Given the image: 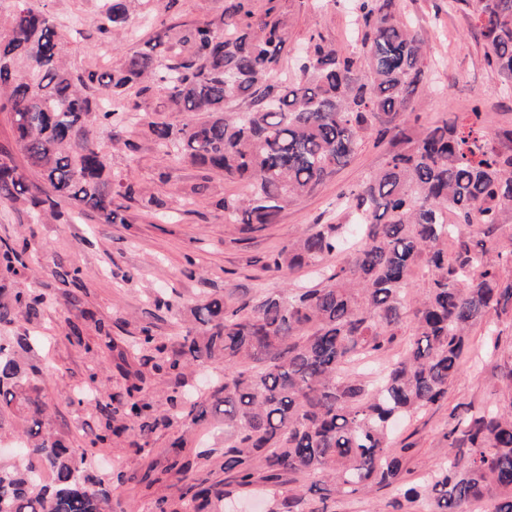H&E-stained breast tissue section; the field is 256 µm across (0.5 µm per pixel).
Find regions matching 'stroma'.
Segmentation results:
<instances>
[{
  "label": "stroma",
  "mask_w": 512,
  "mask_h": 512,
  "mask_svg": "<svg viewBox=\"0 0 512 512\" xmlns=\"http://www.w3.org/2000/svg\"><path fill=\"white\" fill-rule=\"evenodd\" d=\"M226 0H151L149 10L134 27L116 41H104L94 21L104 0H47L46 8L68 38L67 65L77 74L88 70L120 68L126 54L144 49L161 25L182 27L219 17ZM402 19L412 22L428 47L423 86V103L401 114L396 129L385 135L370 134L358 154L340 167L313 194L289 204L275 223L243 233L224 222V213L213 202L224 196H243L245 185L202 172L187 162H173L160 154L153 142L149 122H179L164 91L151 89L140 96L143 121L126 123L124 136L139 150L131 154L123 145L113 144L102 134L97 145L106 154L116 177L137 181L146 194L163 200L175 218L158 219L139 204L122 201V224L99 223L95 214L77 215L68 224L33 221L23 203H0V243L27 241V268L15 277L12 286L20 291L46 293L49 307L32 323L42 332L46 346L37 351L34 363L50 371L38 385L51 413L44 431L71 445L84 444L97 428L94 406L73 404L85 386L89 369L98 372L93 387L96 400L107 402L123 396L127 372L145 377L144 394L155 413L167 408L168 378L152 371L153 350L143 349L128 360L118 351L140 337L142 328H151L156 344L172 345L175 337L195 326L197 306L213 293L258 299L267 292L291 283L313 286L310 270L276 273L268 270V258L289 240L317 224H346L347 214L333 211L337 197L362 183L404 138L418 137L427 129L452 121L455 116L480 106L484 131L494 137L500 127L512 125V79L486 63L488 47L473 17V0H397ZM290 26L282 54L285 71H292L297 48L310 34H321L336 45L352 46L350 0H279ZM206 183V197L199 200L195 189ZM71 266L83 271L82 291L65 285L60 271ZM175 297L181 307L178 316L159 312L153 305L156 294ZM77 297L90 318L80 327L87 342H100L97 322L111 330L115 351L86 352L69 343L62 332L74 311L70 297ZM491 358L483 328H474L470 349L461 369L448 387L447 397L422 415L398 428V444L405 447V467L410 478H418L450 453L446 433L455 413L477 412L497 398L489 380ZM185 438L188 454L198 455L202 474L223 482L231 499L247 500L251 512H268L269 501L260 494H244L220 468L224 454V428L218 421L194 424L182 419L149 434L128 430L113 437L110 445L96 449L94 474L112 479L115 512H148L157 499L177 498V476L171 471L170 450L178 438ZM140 475V482L115 483L116 473Z\"/></svg>",
  "instance_id": "35a3bbf8"
}]
</instances>
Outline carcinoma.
I'll use <instances>...</instances> for the list:
<instances>
[{"instance_id":"obj_1","label":"carcinoma","mask_w":512,"mask_h":512,"mask_svg":"<svg viewBox=\"0 0 512 512\" xmlns=\"http://www.w3.org/2000/svg\"><path fill=\"white\" fill-rule=\"evenodd\" d=\"M40 0H18L0 32V113L13 149L0 148V201L25 203L34 220L69 222L91 211L99 223L124 224L112 195L148 209L164 202L130 179L112 178L94 147L102 130L139 118L130 94L156 86L167 93L179 123L150 121L158 150L205 173L248 184L243 198L215 208L240 231L272 224L288 204L311 194L346 165L370 132L387 133L413 103L426 67L425 40L398 14L396 0H353L354 33L362 35L368 69L354 53L312 34L295 74L276 81L287 20L272 3L264 14L253 0H228L219 18L189 26L171 39L162 28L118 70L73 76L65 66V35ZM143 0H109L97 30L113 36L141 13ZM488 65L512 78V0H477ZM97 87L112 109L85 91ZM247 103L234 111L230 104ZM359 187L342 194L354 211L360 239L350 246L344 224H320L288 242L267 267L280 272L319 267L334 253L346 265L323 272L311 288H283L257 304L232 308L211 297L196 313L202 328L175 337L173 349L154 345L153 368L174 379L166 413L153 415L139 372L116 403H97L101 418L86 445L73 447L43 432L49 406L20 359L39 348L28 331L0 336V434L20 426L21 454L0 457V512H113L112 495L86 467L136 422L152 432L182 418L185 372L205 363L224 368L210 400L192 421L224 422L222 468L240 488L261 485L270 512H328L327 503L368 497L391 488L409 512H512V361L491 371L501 399L474 414L452 417L458 452L418 483L403 478V454L391 447L393 427L442 401L460 370L471 328L486 326L493 350L497 322L512 319V239L499 226L512 214V151L490 145L479 113L405 139ZM19 152L26 167L14 161ZM41 182L32 183L26 168ZM460 224L484 228L472 243ZM454 243L448 251V242ZM27 244L0 247V326L42 316L46 296L9 288L27 269ZM417 265L428 286L412 318L406 290ZM413 340L393 360L405 322ZM65 338L91 351L79 324ZM172 453L179 508L167 499L157 512H191L193 503L224 502V484L199 478L195 460ZM310 480L307 491L287 488L290 476Z\"/></svg>"}]
</instances>
